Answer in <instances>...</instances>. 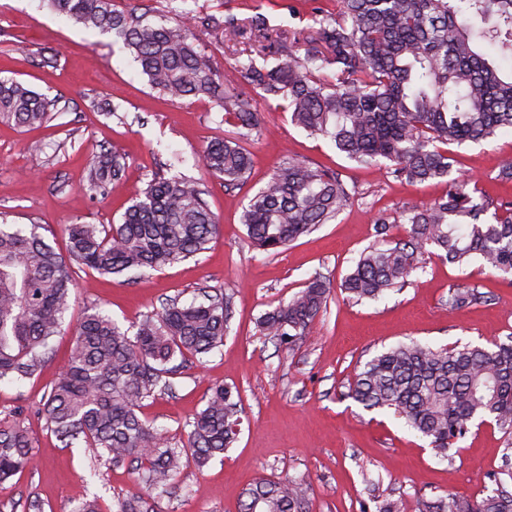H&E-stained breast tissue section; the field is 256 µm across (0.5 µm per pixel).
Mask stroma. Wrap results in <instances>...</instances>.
I'll return each mask as SVG.
<instances>
[{
  "mask_svg": "<svg viewBox=\"0 0 512 512\" xmlns=\"http://www.w3.org/2000/svg\"><path fill=\"white\" fill-rule=\"evenodd\" d=\"M153 14L172 10L235 15L257 13L273 29H299L316 8L333 0H124ZM200 41L221 63L226 86L245 89L237 65L258 41L225 40L201 32ZM0 71L57 100L46 126L23 131L0 122V213L21 228L36 224L45 240L65 251L64 228L75 223H119L131 199L153 177L183 173L204 181L206 199L221 224L207 250L136 278L102 276L80 268L64 333L39 374L0 381V423L19 424L34 442V464L0 484V512H73L79 496L96 495L103 512L134 486L129 467H115L85 448L63 447L40 412L68 357L73 331L86 307L99 306L119 326L132 330L169 299L187 303L200 291L228 294L233 315L223 345L203 360H189L172 378L171 391L147 399L141 409L169 445H186L194 415L217 384L239 387L243 423L237 442L201 469L184 467L166 492L154 493L155 512H239L241 492L257 477L305 480L309 512H362L372 498L418 501L451 494L481 498L495 488L506 445L496 427L472 428L450 459L435 456L426 440L392 413L367 411L348 398L356 362L409 340L435 347L487 345L512 338V276L458 267L436 256L410 284L376 301L344 299L340 284L360 252L375 238L379 218L403 206L427 204L446 191L432 181L408 184L362 167L337 153L330 142L292 124L289 113L253 91L262 136L245 140L253 168L240 189L225 190L206 175L200 154L213 139L235 135L224 113L209 100L168 101L152 90L121 44L67 21L40 0H0ZM114 109H99L100 101ZM108 149L124 157L123 177L108 195L90 192V159ZM454 174L476 180L495 203H512V181L499 179L512 159V130L490 141L453 150ZM300 157L338 173L354 188L346 207L327 224L276 254L253 249L241 215L248 199L278 163ZM329 278L327 309L310 334L292 348L259 335L262 314L288 301L314 274ZM460 282L478 285L488 302L449 310L448 291Z\"/></svg>",
  "mask_w": 512,
  "mask_h": 512,
  "instance_id": "stroma-1",
  "label": "stroma"
}]
</instances>
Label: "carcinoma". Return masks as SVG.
Segmentation results:
<instances>
[{
    "label": "carcinoma",
    "instance_id": "cac0c4a2",
    "mask_svg": "<svg viewBox=\"0 0 512 512\" xmlns=\"http://www.w3.org/2000/svg\"><path fill=\"white\" fill-rule=\"evenodd\" d=\"M58 16L122 42L151 88L172 101L209 98L224 111L233 138L203 150L205 172L242 187L252 169L242 145L261 128L253 98L224 88L214 57L199 46L197 29L243 35L228 15L190 16L174 10L125 9L119 0H42ZM303 37L247 54L244 78L263 97L290 113L291 122L330 141L363 166L410 184L440 181L446 194L426 206H408L397 222L375 227V241L342 281L347 297L376 300L401 290L430 250L459 267L512 275V204L491 207L477 182L451 177L450 145L493 139L512 130V0H336V11L317 9ZM254 35L271 39L267 17L249 20ZM274 63H268V59ZM57 101L21 82L0 77V121L33 129L49 120ZM125 170L109 150L95 154L87 187L108 192ZM202 180L154 177L131 200L118 224H69L66 253L33 224L26 230L0 221V381L33 378L61 334L75 288V267L102 276L161 269L203 252L220 224L204 199ZM351 194L338 175L309 162H280L249 197L241 221L253 248L275 253L333 220ZM330 286L313 276L291 299L258 321L259 335L291 345L309 335L328 302ZM488 301L478 286L455 284L451 310ZM232 297L202 303L174 299L146 315L130 338L95 306L76 328L69 358L42 408L48 429L65 447L76 443L115 466L137 471L138 489L117 500L113 512H153L151 491L180 474L184 461L202 469L232 447L240 433L237 387L218 384L194 418L188 444L174 448L140 417L143 402L168 387L171 363L203 358L224 343ZM347 397L366 410L392 412L425 438L442 460L471 425L487 421L506 435L496 489L481 499L450 495L421 501L418 512H512V339L489 346L432 347L417 341L384 349L356 366ZM33 441L18 424H0V483L33 465ZM300 479L257 478L242 492L240 512H308Z\"/></svg>",
    "mask_w": 512,
    "mask_h": 512
}]
</instances>
